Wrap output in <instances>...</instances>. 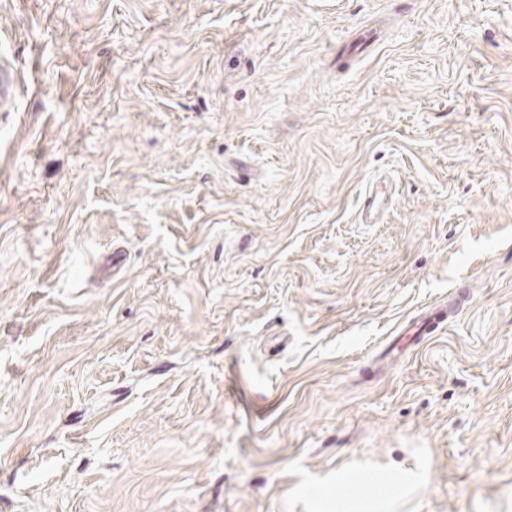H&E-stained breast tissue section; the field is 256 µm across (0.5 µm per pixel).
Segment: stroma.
<instances>
[{"mask_svg": "<svg viewBox=\"0 0 512 512\" xmlns=\"http://www.w3.org/2000/svg\"><path fill=\"white\" fill-rule=\"evenodd\" d=\"M2 75L0 512H512V0H0ZM464 298V294L457 291L456 294L449 296V301L444 300L442 303L432 308L422 309L417 312L403 326L399 327L394 336H400L401 339H413L415 345H420L424 341H428L433 334L443 328V324L447 319L449 308L459 305Z\"/></svg>", "mask_w": 512, "mask_h": 512, "instance_id": "obj_1", "label": "stroma"}]
</instances>
